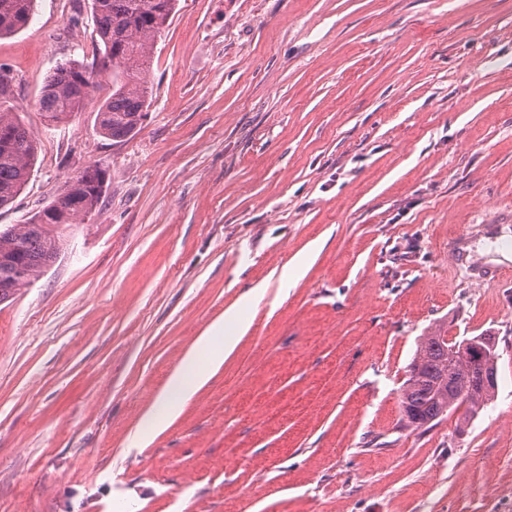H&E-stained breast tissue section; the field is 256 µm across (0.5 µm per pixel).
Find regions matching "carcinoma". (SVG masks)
Instances as JSON below:
<instances>
[{"mask_svg":"<svg viewBox=\"0 0 512 512\" xmlns=\"http://www.w3.org/2000/svg\"><path fill=\"white\" fill-rule=\"evenodd\" d=\"M35 0H0V38L18 33L33 13ZM177 0H92L100 55L112 61V95L98 113L99 133L124 139L140 127L149 107L151 54L169 25ZM98 74L78 61L57 65L43 86L39 109L53 122L82 110ZM8 90L0 85V207L13 202L24 188L37 157V141L23 118L7 105ZM105 172L89 167L64 181L70 196L68 216L61 224H23L0 231V302L37 279L57 259L64 230L95 213ZM458 341L439 332L421 338L402 391L405 425L428 429L448 412L467 406L473 417L492 399L497 363L473 368L454 350Z\"/></svg>","mask_w":512,"mask_h":512,"instance_id":"carcinoma-1","label":"carcinoma"}]
</instances>
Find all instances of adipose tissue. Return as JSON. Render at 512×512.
I'll list each match as a JSON object with an SVG mask.
<instances>
[{
  "mask_svg": "<svg viewBox=\"0 0 512 512\" xmlns=\"http://www.w3.org/2000/svg\"><path fill=\"white\" fill-rule=\"evenodd\" d=\"M265 292L261 285L251 288L197 338L193 349L184 355L169 376L156 408L143 414L137 428L140 444L149 443L177 419L193 395L223 366L235 351L240 336L245 335L252 325L251 319L242 316V308L258 306Z\"/></svg>",
  "mask_w": 512,
  "mask_h": 512,
  "instance_id": "obj_1",
  "label": "adipose tissue"
}]
</instances>
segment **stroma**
Instances as JSON below:
<instances>
[{"label":"stroma","instance_id":"35a3bbf8","mask_svg":"<svg viewBox=\"0 0 512 512\" xmlns=\"http://www.w3.org/2000/svg\"><path fill=\"white\" fill-rule=\"evenodd\" d=\"M93 29L91 0H36L0 38L39 141L0 230L86 168L108 178L0 303V512H512V279L450 258L464 236L512 268V0H178L122 141L96 125L111 75L65 122L37 105L58 63L97 58ZM261 283L235 353L134 445ZM436 330L495 336L497 390L414 430L402 385ZM265 292L263 285L251 288L197 338L169 376L159 395L157 408L148 410L141 417L137 428V438L141 445L149 443L177 419L193 395L224 365V360L235 351L239 336L245 335L252 325V318L242 316L240 310L250 306L256 308ZM228 325L235 328V333L224 336V329ZM198 350L208 355L205 361L199 359Z\"/></svg>","mask_w":512,"mask_h":512}]
</instances>
